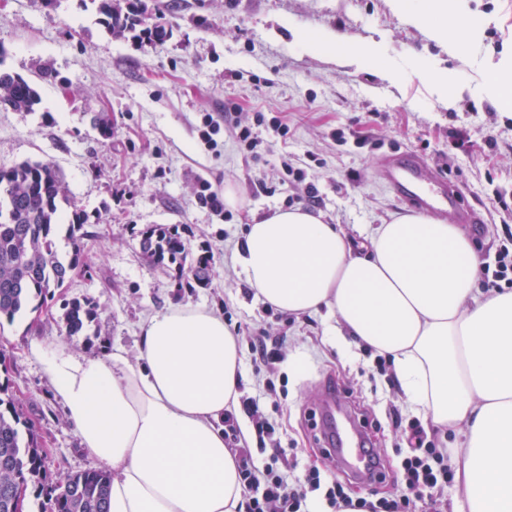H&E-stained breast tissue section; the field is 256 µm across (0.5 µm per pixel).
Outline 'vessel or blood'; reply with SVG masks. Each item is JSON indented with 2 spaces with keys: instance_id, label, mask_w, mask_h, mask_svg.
Segmentation results:
<instances>
[{
  "instance_id": "vessel-or-blood-1",
  "label": "vessel or blood",
  "mask_w": 512,
  "mask_h": 512,
  "mask_svg": "<svg viewBox=\"0 0 512 512\" xmlns=\"http://www.w3.org/2000/svg\"><path fill=\"white\" fill-rule=\"evenodd\" d=\"M382 176L388 189L411 207L423 211H453L463 223L480 228L484 222L481 213L462 205L459 190L448 187L446 179L438 176L417 153L405 150L385 156ZM326 444L333 455L349 469L366 480L378 477L379 467L366 450L365 437L346 441L344 437L328 435Z\"/></svg>"
}]
</instances>
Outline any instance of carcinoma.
Here are the masks:
<instances>
[{"mask_svg":"<svg viewBox=\"0 0 512 512\" xmlns=\"http://www.w3.org/2000/svg\"><path fill=\"white\" fill-rule=\"evenodd\" d=\"M100 22L119 36L140 29L138 38L162 40L172 31L160 25H145L142 0H98ZM40 95L33 82L18 73L0 69V110L33 112ZM66 187L53 165L22 161L0 168V319L9 322L23 313L44 306L70 275L84 267L85 217L71 211L62 224L60 203ZM71 245L61 257L56 247L60 232ZM141 247L157 263L174 266L178 278L193 275L198 283L209 273L208 260L200 256L185 267L189 249L181 234L170 227L145 231ZM67 335L80 336L97 316V305L86 299L64 304ZM9 385L0 383V512H25L30 503L29 486L44 481V457L40 436L28 419L23 404L8 395ZM111 477L104 470L69 474L45 489L44 512H108Z\"/></svg>","mask_w":512,"mask_h":512,"instance_id":"carcinoma-1","label":"carcinoma"}]
</instances>
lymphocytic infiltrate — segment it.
<instances>
[{
	"label": "lymphocytic infiltrate",
	"mask_w": 512,
	"mask_h": 512,
	"mask_svg": "<svg viewBox=\"0 0 512 512\" xmlns=\"http://www.w3.org/2000/svg\"><path fill=\"white\" fill-rule=\"evenodd\" d=\"M262 403L259 396L241 400L242 411L252 421L258 440L273 442L264 463H256L251 448L240 444L236 417L230 413L224 416V441L235 446L239 459L244 512H311L315 507L322 512H410L416 502L431 496L433 490L447 487L454 478L447 449L428 441L421 425L413 423L408 425L412 450L401 461L402 479L394 499L352 500L339 479L323 482L316 470L290 480L279 466L285 450L273 440L275 427L263 415Z\"/></svg>",
	"instance_id": "1"
}]
</instances>
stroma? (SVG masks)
Returning a JSON list of instances; mask_svg holds the SVG:
<instances>
[{
  "label": "stroma",
  "mask_w": 512,
  "mask_h": 512,
  "mask_svg": "<svg viewBox=\"0 0 512 512\" xmlns=\"http://www.w3.org/2000/svg\"><path fill=\"white\" fill-rule=\"evenodd\" d=\"M147 24L173 29L170 38L136 41L110 35L92 0H0V67L37 83L36 111L0 110V167L30 160L57 167L76 209L86 218V271L74 274L46 307L0 324V350L11 360V389L37 426L46 450L47 483L98 468L81 448L45 372L43 352L100 356L114 347L135 357L140 326L173 304L230 312L238 334L242 393L258 394L266 381L264 413L284 447L294 449L297 473L318 469L336 475L324 455L312 414L327 385L348 386L351 401L369 424L374 446L389 474L400 467L395 448L402 436L391 425L389 408L413 419L398 386L394 365L373 373V354L360 346L337 348L332 322L324 314L288 323L266 315L237 261L238 247L253 219L286 208L303 185L284 183L282 155L300 160L306 181L318 190L316 210L341 225L354 253L372 229L408 214L384 185L380 162L399 149L418 152L442 170L449 134L460 132L458 182L469 204L487 211L484 231L474 237L486 262L512 228V215L496 210L495 197L512 205V112L488 99L487 71L512 47V0H470L482 29L466 56L393 13L388 0H144ZM332 32L357 46L376 45L389 73L342 65L308 53L299 33ZM53 72L39 77L41 69ZM435 69L456 73L463 92L451 101L431 91ZM240 106L241 123L256 111L284 118L287 140L268 139L259 158L239 153L230 131L217 149L199 137L203 114L223 120L224 105ZM100 113L112 122L111 138L92 123ZM342 128L364 136L368 145L338 144ZM220 196H233L232 221H224L196 200L199 181ZM276 186V194L262 184ZM178 227L191 257L209 259L207 282L178 284L173 269L143 254L148 229ZM91 299L97 316L85 335L67 336L63 300ZM257 328L281 343L283 360L274 374H254L250 334Z\"/></svg>",
  "instance_id": "1"
}]
</instances>
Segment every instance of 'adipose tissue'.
<instances>
[{
	"instance_id": "adipose-tissue-1",
	"label": "adipose tissue",
	"mask_w": 512,
	"mask_h": 512,
	"mask_svg": "<svg viewBox=\"0 0 512 512\" xmlns=\"http://www.w3.org/2000/svg\"><path fill=\"white\" fill-rule=\"evenodd\" d=\"M394 13L460 52L480 28L453 29L467 0H389ZM312 53L379 69L372 48L333 33ZM238 259L266 302L297 316L327 310L391 356L411 408L463 439L451 460L452 512H512V290L485 292L484 260L455 224L405 214L376 227L365 255L320 215L277 210L247 226ZM82 448L112 472L108 512H244L235 453L220 423L238 399L240 357L223 317L175 304L140 327L138 355H43Z\"/></svg>"
}]
</instances>
